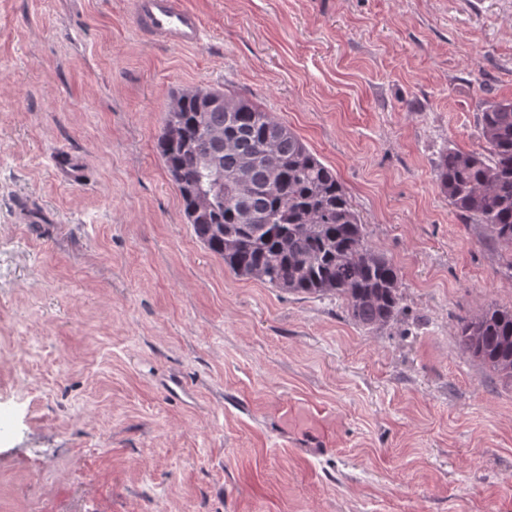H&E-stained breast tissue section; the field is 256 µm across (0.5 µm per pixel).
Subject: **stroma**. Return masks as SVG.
I'll return each instance as SVG.
<instances>
[{"label":"stroma","instance_id":"obj_1","mask_svg":"<svg viewBox=\"0 0 512 512\" xmlns=\"http://www.w3.org/2000/svg\"><path fill=\"white\" fill-rule=\"evenodd\" d=\"M0 0V512H512V384L459 319L512 309V254L442 193L512 99V0ZM258 104L333 169L403 311L234 275L156 150L174 94ZM325 407L336 443L289 433ZM135 25L148 36L174 45L200 46L205 31L200 16L178 0H132Z\"/></svg>","mask_w":512,"mask_h":512}]
</instances>
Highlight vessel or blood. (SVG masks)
I'll list each match as a JSON object with an SVG mask.
<instances>
[{
  "label": "vessel or blood",
  "instance_id": "1",
  "mask_svg": "<svg viewBox=\"0 0 512 512\" xmlns=\"http://www.w3.org/2000/svg\"><path fill=\"white\" fill-rule=\"evenodd\" d=\"M135 25L148 36L174 45L200 46L205 31L200 16L178 0H131Z\"/></svg>",
  "mask_w": 512,
  "mask_h": 512
}]
</instances>
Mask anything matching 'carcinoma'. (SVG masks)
<instances>
[{"instance_id": "1", "label": "carcinoma", "mask_w": 512, "mask_h": 512, "mask_svg": "<svg viewBox=\"0 0 512 512\" xmlns=\"http://www.w3.org/2000/svg\"><path fill=\"white\" fill-rule=\"evenodd\" d=\"M487 153L450 150L437 165L448 202L512 251V100L482 114ZM156 148L197 238L238 277L292 294L332 295L366 330L401 313L398 268L375 251L333 171L288 126L220 90L171 99ZM462 349L512 383V310L457 325Z\"/></svg>"}]
</instances>
